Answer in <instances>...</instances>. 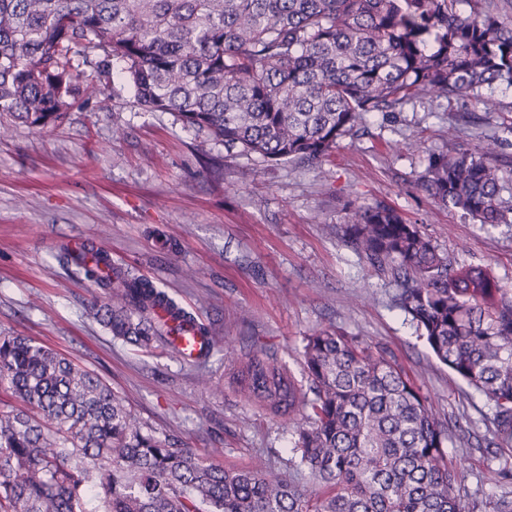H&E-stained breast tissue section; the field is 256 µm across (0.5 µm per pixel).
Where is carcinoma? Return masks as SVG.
Here are the masks:
<instances>
[{"instance_id":"1","label":"carcinoma","mask_w":512,"mask_h":512,"mask_svg":"<svg viewBox=\"0 0 512 512\" xmlns=\"http://www.w3.org/2000/svg\"><path fill=\"white\" fill-rule=\"evenodd\" d=\"M121 63L136 103L173 112L230 154L318 165L368 114L434 94L512 86V18L497 0H0V114L61 122L81 97L75 58ZM502 141L428 158L421 188L482 225L512 224ZM343 242L396 287L437 359L495 409L512 447V290L459 265L384 203L357 206ZM71 273L103 294L89 315L140 349L210 330L151 280L84 244ZM308 384L273 356L236 379L272 416L298 414L290 476L217 466L136 419L96 372L28 336H0V512H463L453 433L396 360L332 330L304 337ZM305 478L311 489L298 482Z\"/></svg>"}]
</instances>
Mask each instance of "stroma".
<instances>
[{
  "label": "stroma",
  "instance_id": "obj_1",
  "mask_svg": "<svg viewBox=\"0 0 512 512\" xmlns=\"http://www.w3.org/2000/svg\"><path fill=\"white\" fill-rule=\"evenodd\" d=\"M88 101L62 123L34 128L0 116V336L21 334L100 374L137 419L223 466L284 471L295 420L244 396L231 369L248 352H274L303 373V340L320 329L391 352L455 429L464 512H492L512 485L491 443L493 405L457 378L393 304L394 285L342 242L348 204L386 203L441 251L487 266L512 289V224L482 226L435 206L418 181L429 154L505 137L512 200V86L474 98L427 96L370 116L319 167L200 150V134L169 112H148L121 80L84 67ZM110 106L99 109L100 94ZM89 241L155 281L216 345L192 364L171 349L146 352L87 314L97 292L58 261L64 243Z\"/></svg>",
  "mask_w": 512,
  "mask_h": 512
}]
</instances>
